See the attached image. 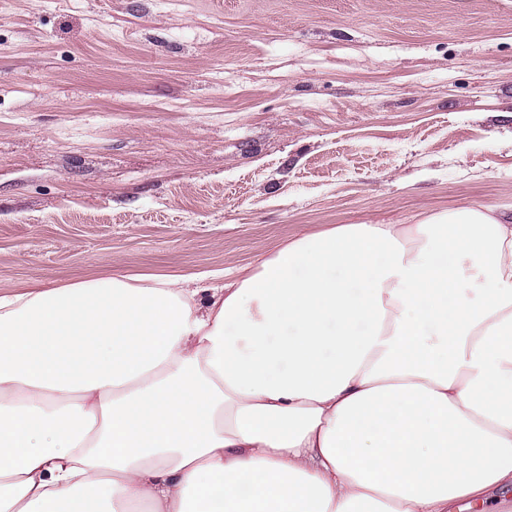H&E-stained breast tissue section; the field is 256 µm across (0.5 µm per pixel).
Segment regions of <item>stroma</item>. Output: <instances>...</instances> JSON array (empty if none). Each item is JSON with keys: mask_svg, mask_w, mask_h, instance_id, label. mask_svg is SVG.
<instances>
[{"mask_svg": "<svg viewBox=\"0 0 512 512\" xmlns=\"http://www.w3.org/2000/svg\"><path fill=\"white\" fill-rule=\"evenodd\" d=\"M512 216V0H0V294Z\"/></svg>", "mask_w": 512, "mask_h": 512, "instance_id": "obj_1", "label": "stroma"}]
</instances>
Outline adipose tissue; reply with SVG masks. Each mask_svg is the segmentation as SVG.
<instances>
[{
	"label": "adipose tissue",
	"instance_id": "obj_1",
	"mask_svg": "<svg viewBox=\"0 0 512 512\" xmlns=\"http://www.w3.org/2000/svg\"><path fill=\"white\" fill-rule=\"evenodd\" d=\"M512 491V220L300 232L0 295V512H457Z\"/></svg>",
	"mask_w": 512,
	"mask_h": 512
}]
</instances>
